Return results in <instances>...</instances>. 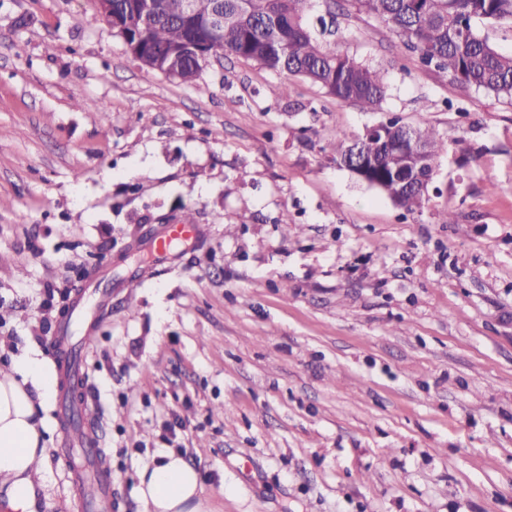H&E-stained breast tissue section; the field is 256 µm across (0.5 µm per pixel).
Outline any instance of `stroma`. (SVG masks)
<instances>
[{"label": "stroma", "mask_w": 512, "mask_h": 512, "mask_svg": "<svg viewBox=\"0 0 512 512\" xmlns=\"http://www.w3.org/2000/svg\"><path fill=\"white\" fill-rule=\"evenodd\" d=\"M330 11L377 111L232 56L182 84L94 0H0V369L111 289L84 367L112 512L168 449L210 512H512V104ZM392 117L448 144L414 213L333 159ZM188 208L198 239L138 263ZM48 415L34 512H89ZM108 298V292L105 288H92L91 290L84 289L82 291V300L74 308L72 315L76 321L83 320L88 317V314L95 303L99 310L106 306Z\"/></svg>", "instance_id": "obj_1"}]
</instances>
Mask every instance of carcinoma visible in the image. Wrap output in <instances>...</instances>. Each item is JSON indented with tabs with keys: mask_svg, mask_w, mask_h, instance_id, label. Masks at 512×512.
<instances>
[{
	"mask_svg": "<svg viewBox=\"0 0 512 512\" xmlns=\"http://www.w3.org/2000/svg\"><path fill=\"white\" fill-rule=\"evenodd\" d=\"M113 15L125 22L139 11L142 0H112ZM152 18L128 29L130 42L138 44L147 61L163 58L189 45L178 62L177 80L192 84L206 62L232 55L251 61L280 77L275 93L288 95L289 80L303 77L318 84L337 100L367 110L380 107L387 96L385 71L361 62L327 44L324 34L336 35L334 15L318 18L319 29L310 23L314 0H151ZM362 11L387 24L398 45L418 56L420 62L467 89L483 91L496 99L512 101V52L493 46L479 34L475 22L506 27L512 31V0H355ZM224 14V27L215 36L216 14ZM389 139L362 135L338 146L336 164L350 171L364 161L363 182L387 196L395 205L414 211L428 199L430 178L447 142L427 124L409 129L389 123ZM426 148L428 163L424 184L403 183L412 174L410 155L394 148L404 139Z\"/></svg>",
	"mask_w": 512,
	"mask_h": 512,
	"instance_id": "cac0c4a2",
	"label": "carcinoma"
}]
</instances>
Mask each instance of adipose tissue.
Wrapping results in <instances>:
<instances>
[{"label":"adipose tissue","mask_w":512,"mask_h":512,"mask_svg":"<svg viewBox=\"0 0 512 512\" xmlns=\"http://www.w3.org/2000/svg\"><path fill=\"white\" fill-rule=\"evenodd\" d=\"M57 386L53 366L38 354L0 370V487L10 504L29 507L35 498L32 468L45 459L46 421ZM143 512H207L198 471L176 451L137 470Z\"/></svg>","instance_id":"obj_1"}]
</instances>
